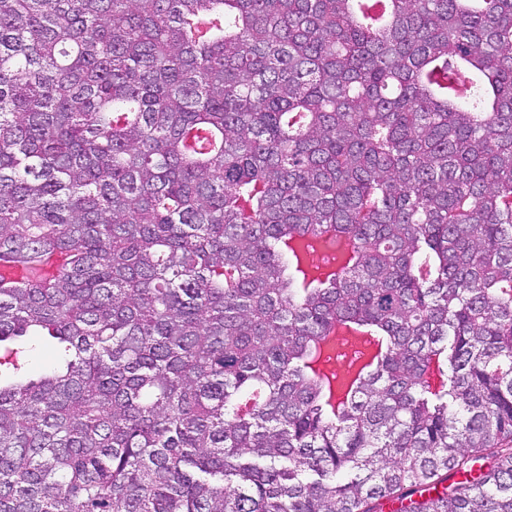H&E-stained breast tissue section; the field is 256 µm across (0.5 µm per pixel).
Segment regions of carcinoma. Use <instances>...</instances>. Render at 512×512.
Listing matches in <instances>:
<instances>
[{"label": "carcinoma", "mask_w": 512, "mask_h": 512, "mask_svg": "<svg viewBox=\"0 0 512 512\" xmlns=\"http://www.w3.org/2000/svg\"><path fill=\"white\" fill-rule=\"evenodd\" d=\"M384 5L0 0V512H512V0ZM337 334L347 339L353 349L360 351L361 358L350 370L341 390L335 389L333 382V394L330 399L333 407H338L346 400V395L352 389L354 382L370 373L386 351L383 337L377 336L362 326L344 325L338 328Z\"/></svg>", "instance_id": "obj_1"}]
</instances>
